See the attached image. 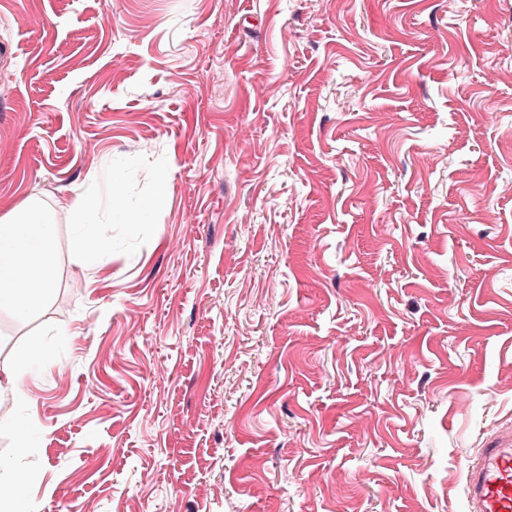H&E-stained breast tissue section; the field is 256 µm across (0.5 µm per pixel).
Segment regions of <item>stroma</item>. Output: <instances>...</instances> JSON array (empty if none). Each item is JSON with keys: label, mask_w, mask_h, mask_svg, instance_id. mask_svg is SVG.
<instances>
[{"label": "stroma", "mask_w": 512, "mask_h": 512, "mask_svg": "<svg viewBox=\"0 0 512 512\" xmlns=\"http://www.w3.org/2000/svg\"><path fill=\"white\" fill-rule=\"evenodd\" d=\"M1 42L0 215L55 224L0 310L22 512H464L512 432V0H0ZM54 224L29 197L0 216V309L20 315L34 312L51 294ZM73 210L78 216L76 239L84 252L100 260L106 258L112 248L104 223L91 218L92 203L88 198H79Z\"/></svg>", "instance_id": "obj_1"}]
</instances>
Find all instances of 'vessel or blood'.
<instances>
[{"label": "vessel or blood", "mask_w": 512, "mask_h": 512, "mask_svg": "<svg viewBox=\"0 0 512 512\" xmlns=\"http://www.w3.org/2000/svg\"><path fill=\"white\" fill-rule=\"evenodd\" d=\"M466 512H512V441L464 456Z\"/></svg>", "instance_id": "1"}]
</instances>
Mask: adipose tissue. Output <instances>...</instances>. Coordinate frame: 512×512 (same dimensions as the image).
Returning a JSON list of instances; mask_svg holds the SVG:
<instances>
[{
  "instance_id": "1",
  "label": "adipose tissue",
  "mask_w": 512,
  "mask_h": 512,
  "mask_svg": "<svg viewBox=\"0 0 512 512\" xmlns=\"http://www.w3.org/2000/svg\"><path fill=\"white\" fill-rule=\"evenodd\" d=\"M91 210L89 199L76 201V239L84 252L103 259L112 243L103 223L92 219ZM53 248L54 226L36 198H28L16 210L0 216V309L26 315L44 304L54 288Z\"/></svg>"
}]
</instances>
